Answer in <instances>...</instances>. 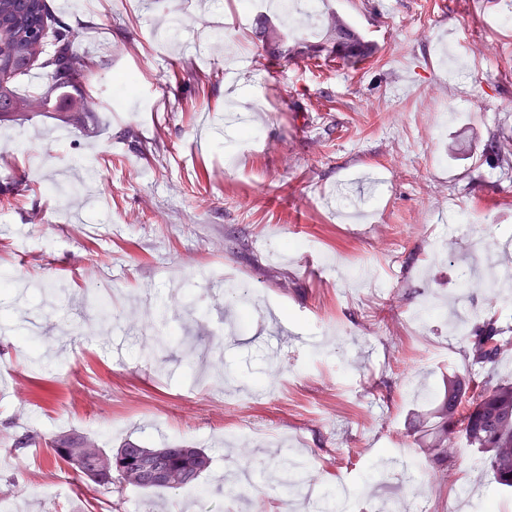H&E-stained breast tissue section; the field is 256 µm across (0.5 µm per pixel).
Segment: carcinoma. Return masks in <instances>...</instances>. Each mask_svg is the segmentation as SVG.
<instances>
[{"label": "carcinoma", "mask_w": 512, "mask_h": 512, "mask_svg": "<svg viewBox=\"0 0 512 512\" xmlns=\"http://www.w3.org/2000/svg\"><path fill=\"white\" fill-rule=\"evenodd\" d=\"M41 27L51 31L52 52L40 60L28 49L23 38L26 28ZM346 42L336 48V18L325 25L324 35L312 40L292 38L288 53H276L284 59L336 60L355 66L370 59L375 46H367L351 37L352 27L342 23ZM0 31L6 35L4 51L0 53V119L26 112L34 100L48 105L58 92L81 85L90 94L97 74V63L89 56L78 54L74 47L77 33L69 23L56 15L49 0H0ZM41 69L46 81L34 93L18 90L21 78ZM122 137L140 155L146 157L159 150V145L140 142L135 130L128 127ZM469 368L470 392L453 382L441 398L432 422L433 438L428 448L436 463H448V441L462 439L470 448L488 454L489 467L496 482L512 488V382L493 383L489 372L501 359L512 355V327L502 326L498 318L486 317L462 339ZM56 463L77 460L76 471L90 480L99 491L110 494L130 487L145 492L180 489L195 482L212 463L202 448H151L145 444L127 442L112 451L81 435L75 439L53 441L51 448ZM146 464H158L167 471L163 483H151L142 478Z\"/></svg>", "instance_id": "obj_1"}]
</instances>
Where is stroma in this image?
Listing matches in <instances>:
<instances>
[{"instance_id":"1","label":"stroma","mask_w":512,"mask_h":512,"mask_svg":"<svg viewBox=\"0 0 512 512\" xmlns=\"http://www.w3.org/2000/svg\"><path fill=\"white\" fill-rule=\"evenodd\" d=\"M52 4L99 68L74 119L0 127V193L25 190L0 207V512H288L272 478L286 454L319 495L373 501L379 471L417 461L402 505L482 512L455 497L473 483L512 512L485 454L453 440L435 465L419 429L466 367L445 304L473 239L489 262L468 308L512 323L486 287L512 272V167L486 150L496 138L512 160L505 4L324 0L377 48L352 69L272 60L240 0ZM452 67L479 86L453 119ZM129 72L137 88L117 97ZM245 109L254 143L234 129ZM129 126L158 156L121 139ZM102 294L123 313L105 329ZM421 381L432 397L415 399ZM81 433L108 450L195 446L212 465L160 497L110 496L49 453Z\"/></svg>"}]
</instances>
